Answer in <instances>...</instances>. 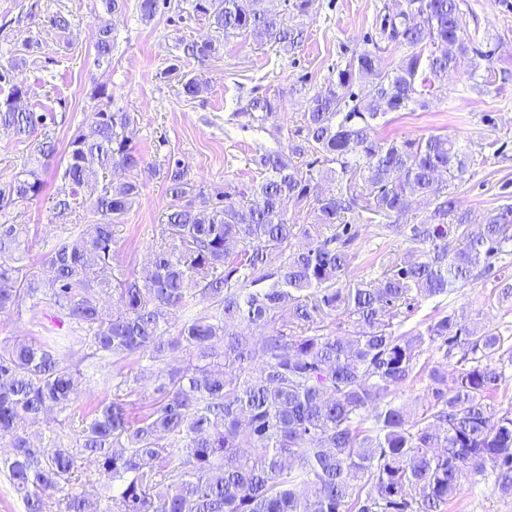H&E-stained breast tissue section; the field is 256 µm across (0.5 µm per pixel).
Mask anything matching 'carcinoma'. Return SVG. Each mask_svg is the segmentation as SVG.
<instances>
[{
    "label": "carcinoma",
    "mask_w": 512,
    "mask_h": 512,
    "mask_svg": "<svg viewBox=\"0 0 512 512\" xmlns=\"http://www.w3.org/2000/svg\"><path fill=\"white\" fill-rule=\"evenodd\" d=\"M264 0H189L182 11L205 19L210 32L184 43L186 55L204 62L219 49L216 33H247L285 49L301 33L263 7ZM171 0H139L150 18ZM458 0H408L386 16L381 36L410 49L398 64L380 67L381 47L353 56L303 113V143L291 154L262 152L254 159L261 180L216 197L190 177L180 161L164 168L169 202L160 224L162 244L148 266L112 273L114 227L141 195L136 180L97 189L98 171L134 170L143 158L128 131L133 116L112 110L104 87L94 97L88 131L75 134L65 154L54 218L67 220L87 204L101 216L90 233L62 239L42 262L44 280L16 266L26 250L21 228L0 224V312L30 303L55 322L75 324L69 336H38L0 346V471L27 512H96L82 477L97 476L111 512H442L460 495L465 472L496 475L512 492V413L498 415L490 395L501 373L493 360L512 362V344L500 333L470 335L456 315L432 319L411 336L396 333L400 315L418 297L457 290L482 260L512 241V206L489 212L478 233L457 208L448 185L467 171L470 156L441 136L377 138L378 120L408 109L427 71L448 76L469 53L461 37ZM432 46L434 50L424 53ZM96 62H112V28L97 24ZM366 80L363 104H349L350 88ZM15 88L0 99V129L20 141L39 139L38 152H56L40 129L48 116L16 106ZM275 114L255 98L246 115L264 122ZM315 155L302 168L297 159ZM332 162L336 192L327 193L313 164ZM445 173L448 180H438ZM44 189L34 167L0 183V211L37 199ZM434 208L420 224L393 221L415 197ZM312 205L313 223L288 222V204ZM419 245L422 258L384 269L378 282L344 285L358 231L347 214ZM465 245L448 242V228ZM303 234L305 250L293 248ZM264 287H259V284ZM116 299L115 310L102 298ZM288 306V320L279 312ZM188 318L171 332L176 309ZM345 318L356 339L322 334L323 323ZM469 336L472 364L443 389L439 369L422 366L431 399L415 422L391 395L409 381L424 344L451 348ZM260 340H255V336ZM114 363L170 352L187 365L154 376L157 402L141 411L132 387L101 402L78 426L53 431L52 456L24 434L49 407L69 411L77 377L69 345Z\"/></svg>",
    "instance_id": "carcinoma-1"
}]
</instances>
